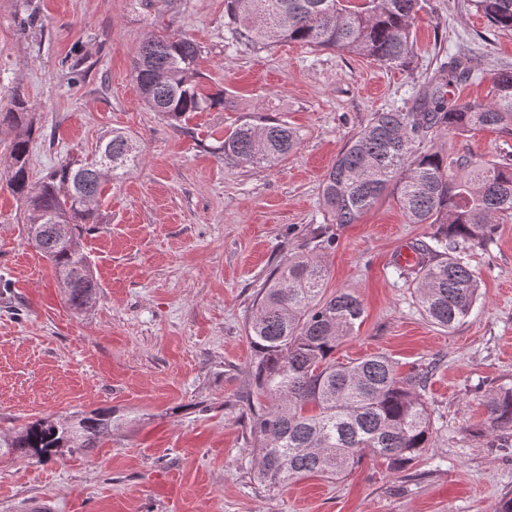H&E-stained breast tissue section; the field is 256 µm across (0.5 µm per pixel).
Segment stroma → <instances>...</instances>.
Wrapping results in <instances>:
<instances>
[{
    "label": "stroma",
    "mask_w": 512,
    "mask_h": 512,
    "mask_svg": "<svg viewBox=\"0 0 512 512\" xmlns=\"http://www.w3.org/2000/svg\"><path fill=\"white\" fill-rule=\"evenodd\" d=\"M165 25L199 43L200 83L224 91V110L172 123L144 106L132 63ZM416 37L412 76L296 42L238 46L224 0H169L158 19L136 0H0V110L16 95L31 107L30 182L92 157L115 128L142 150L106 184L102 222L81 237L100 288L77 313L28 239L26 203L7 186L18 131L0 127V440L97 408L114 423L101 447L45 463L0 453V512H498L512 498V430L479 433L487 394L512 387V220L468 250L480 298L447 333L417 312L398 259L432 242L436 225L408 223L390 197L354 224L328 223L322 207L336 155L372 113L409 105L415 80L458 38H470L477 75L461 98L488 100L495 69L512 64V33L490 31L467 0H426ZM246 118L287 121L298 149L270 167L225 159V132ZM431 145L512 155V135L494 129ZM327 237V291L351 290L365 309L337 361L382 352L405 373L438 359L427 398L439 441L400 472L366 460L269 492L254 479L245 416V323L269 272Z\"/></svg>",
    "instance_id": "stroma-1"
}]
</instances>
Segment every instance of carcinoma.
I'll use <instances>...</instances> for the list:
<instances>
[{
	"label": "carcinoma",
	"instance_id": "carcinoma-1",
	"mask_svg": "<svg viewBox=\"0 0 512 512\" xmlns=\"http://www.w3.org/2000/svg\"><path fill=\"white\" fill-rule=\"evenodd\" d=\"M494 31L512 33V0H468ZM423 0H225L224 25L232 40L248 46L298 42L371 58L387 68L414 69L413 30ZM470 42L461 40L448 60L437 62L419 83L409 107L375 112L337 154L322 185L333 224H354L374 203L391 196L411 224H437L440 248L412 246L416 261L415 303L433 325L448 331L465 322L478 300V282L465 250L485 245L495 224L512 216V161L478 160L430 151L437 134L494 128L512 135V66L497 69L491 98L471 103L451 88L473 78ZM200 48L186 36L162 27L144 42L133 73L145 105L171 122L192 112L224 106V92L209 94L197 81ZM21 128L7 165L8 187L24 198L26 222L41 232L33 246L69 279L67 301L89 307L99 283L80 246L86 225L101 223L98 198L104 183L117 182L140 159L135 138L114 129L91 160H64L29 185L27 158L33 117L23 97L0 112V126ZM284 121L245 119L224 135V158L271 166L298 145ZM112 161L99 179L93 167ZM67 224L70 237L53 227ZM326 269L310 252L299 253L270 272L247 322L253 349L252 396L247 401L257 448L255 473L268 491L309 475L333 478L365 458L405 470L436 447L437 430L428 412L426 390L435 363L402 375L385 354L340 363L333 354L362 322L359 297L341 289L324 296ZM485 433L512 429V388L487 397ZM112 432V411L95 409L73 424L38 419L21 427L8 444L20 458L47 462L60 448L98 447Z\"/></svg>",
	"mask_w": 512,
	"mask_h": 512
}]
</instances>
